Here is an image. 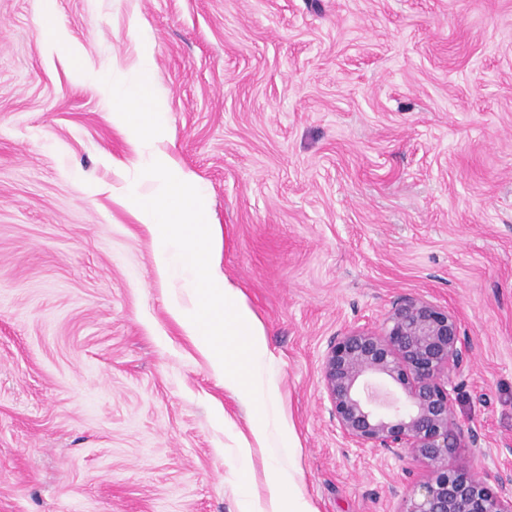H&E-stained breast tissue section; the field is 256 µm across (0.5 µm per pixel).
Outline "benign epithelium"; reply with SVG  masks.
I'll return each instance as SVG.
<instances>
[{
	"instance_id": "7a95c632",
	"label": "benign epithelium",
	"mask_w": 512,
	"mask_h": 512,
	"mask_svg": "<svg viewBox=\"0 0 512 512\" xmlns=\"http://www.w3.org/2000/svg\"><path fill=\"white\" fill-rule=\"evenodd\" d=\"M470 361L459 318L415 296L397 299L379 326L336 336L323 355L321 381L336 430L360 448L408 454L431 471L397 512H512V478L452 465L458 449L480 440L454 414L453 375ZM372 375L400 385L409 404L379 391Z\"/></svg>"
}]
</instances>
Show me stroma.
Wrapping results in <instances>:
<instances>
[{
    "instance_id": "1",
    "label": "stroma",
    "mask_w": 512,
    "mask_h": 512,
    "mask_svg": "<svg viewBox=\"0 0 512 512\" xmlns=\"http://www.w3.org/2000/svg\"><path fill=\"white\" fill-rule=\"evenodd\" d=\"M55 14L75 55L41 22ZM141 19L171 133L318 512L428 475L330 420L337 335L415 295L460 319L456 467L512 476V0H0V512H239L250 411L170 317L103 77Z\"/></svg>"
}]
</instances>
